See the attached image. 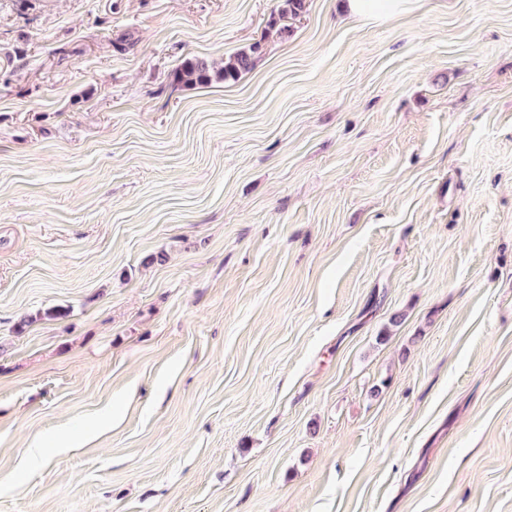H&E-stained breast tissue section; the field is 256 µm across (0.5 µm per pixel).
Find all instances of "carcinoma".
<instances>
[{"mask_svg":"<svg viewBox=\"0 0 512 512\" xmlns=\"http://www.w3.org/2000/svg\"><path fill=\"white\" fill-rule=\"evenodd\" d=\"M304 9L305 0H281L279 15L282 19L296 17L303 13ZM262 53V44L254 42L226 58L220 67L203 58H187L173 72V81L185 87L206 85L213 81H235L252 69Z\"/></svg>","mask_w":512,"mask_h":512,"instance_id":"1","label":"carcinoma"}]
</instances>
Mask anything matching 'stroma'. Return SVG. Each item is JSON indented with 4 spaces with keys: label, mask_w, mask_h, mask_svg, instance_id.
Masks as SVG:
<instances>
[{
    "label": "stroma",
    "mask_w": 512,
    "mask_h": 512,
    "mask_svg": "<svg viewBox=\"0 0 512 512\" xmlns=\"http://www.w3.org/2000/svg\"><path fill=\"white\" fill-rule=\"evenodd\" d=\"M278 5L0 0V512H512V0ZM348 14L365 21H383L412 10L417 0H345ZM261 42H254L224 60V64L216 67L203 58H186L173 72V81L185 87L206 85L213 81H236L243 73L252 69L262 56Z\"/></svg>",
    "instance_id": "obj_1"
}]
</instances>
